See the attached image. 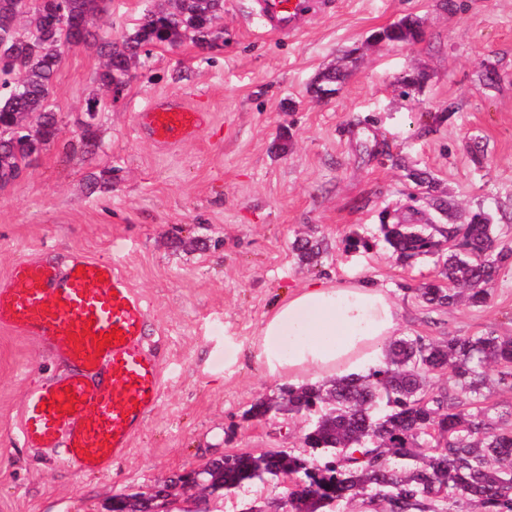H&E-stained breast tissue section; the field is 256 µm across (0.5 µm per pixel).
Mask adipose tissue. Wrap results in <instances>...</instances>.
<instances>
[{
    "instance_id": "obj_1",
    "label": "adipose tissue",
    "mask_w": 512,
    "mask_h": 512,
    "mask_svg": "<svg viewBox=\"0 0 512 512\" xmlns=\"http://www.w3.org/2000/svg\"><path fill=\"white\" fill-rule=\"evenodd\" d=\"M397 325L384 288L363 280L315 281L266 318L259 347L268 373L292 385L365 376L383 364V345Z\"/></svg>"
}]
</instances>
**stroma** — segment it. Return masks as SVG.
Returning <instances> with one entry per match:
<instances>
[{"label":"stroma","instance_id":"stroma-1","mask_svg":"<svg viewBox=\"0 0 512 512\" xmlns=\"http://www.w3.org/2000/svg\"><path fill=\"white\" fill-rule=\"evenodd\" d=\"M252 0H224V33L209 48H155L118 102L99 113L88 151L79 119L104 96L98 46L72 49L54 81L61 127L14 184L0 190V276L41 253L116 260L146 300V344L162 394L108 474L79 471L56 448L20 435L29 388L65 366L35 338L0 327V512H107L113 495L146 492L174 473L233 452L299 449L302 418H246L277 396L255 342L266 317L312 281L366 278L400 312L399 333L440 341L489 331L512 336V263L481 307L432 309L418 290L433 259L396 260L384 213L416 210L445 223L493 214L498 245L512 247V0H340L301 34H270ZM410 16L422 38L406 47L367 37ZM339 67L338 93L311 83ZM494 80H486V70ZM423 73L404 89L399 75ZM202 102L212 122L171 148L138 135L135 115L158 95ZM432 179L415 190L409 175ZM299 238L323 240L303 260ZM367 241L352 249L349 239ZM274 482L225 497L191 496L183 512H244L281 497Z\"/></svg>","mask_w":512,"mask_h":512}]
</instances>
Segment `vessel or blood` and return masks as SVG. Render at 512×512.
I'll return each mask as SVG.
<instances>
[{"instance_id": "vessel-or-blood-1", "label": "vessel or blood", "mask_w": 512, "mask_h": 512, "mask_svg": "<svg viewBox=\"0 0 512 512\" xmlns=\"http://www.w3.org/2000/svg\"><path fill=\"white\" fill-rule=\"evenodd\" d=\"M264 28L306 29L333 0H253ZM206 107L164 95L137 114L136 129L161 148L195 139L208 124ZM148 309L119 264L79 257L66 269L25 260L0 277V326L39 340L70 367L29 391L20 433L36 448L64 447L83 472H108L159 403L162 374L145 347ZM122 340L98 348L100 333Z\"/></svg>"}]
</instances>
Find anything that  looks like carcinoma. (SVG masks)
Returning a JSON list of instances; mask_svg holds the SVG:
<instances>
[{"mask_svg": "<svg viewBox=\"0 0 512 512\" xmlns=\"http://www.w3.org/2000/svg\"><path fill=\"white\" fill-rule=\"evenodd\" d=\"M18 0H0V14L16 19L26 37L8 43L0 57V189L12 184L32 156L58 138L61 129L50 103L63 54L72 49L69 34L48 21L61 9L84 24L83 41L96 39L99 20L88 19L97 0H44L46 18L17 10ZM224 0L166 2L148 12L130 33L104 41L105 62L98 80L111 101L123 94L141 56L158 45L189 40L198 46L221 38L217 27ZM417 21L403 19L382 33L407 38ZM106 103L87 101L82 123L86 144L96 146L95 127ZM384 240L397 260L437 257L439 278L418 289L436 309L465 299L487 303L512 250L498 247L492 216L479 212L462 227L426 224L409 216L382 225ZM294 249L311 260L322 241L300 239ZM454 378L452 389L431 387L433 375ZM512 390V336L487 332L428 342L404 335L390 341L382 366L365 377L333 378L323 383L286 386L273 398L258 400L245 412L253 419L307 416L313 423L302 438L308 452H288V465L274 454L224 455L204 465L202 477L224 486L219 497L255 481L285 475L304 479L313 501L305 512H325L349 496H361L384 512H512V430L494 426V407L484 390ZM318 461L311 469L308 463Z\"/></svg>", "mask_w": 512, "mask_h": 512, "instance_id": "1", "label": "carcinoma"}]
</instances>
